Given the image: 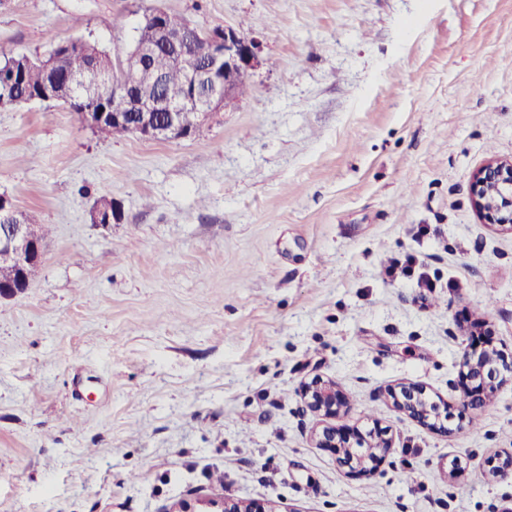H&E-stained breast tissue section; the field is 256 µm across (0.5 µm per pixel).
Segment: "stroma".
Returning <instances> with one entry per match:
<instances>
[{
    "mask_svg": "<svg viewBox=\"0 0 512 512\" xmlns=\"http://www.w3.org/2000/svg\"><path fill=\"white\" fill-rule=\"evenodd\" d=\"M155 7L265 63L187 140L0 106V194L51 228L0 299V512H507L512 383L475 416L460 370L480 328L512 356V227L470 191L512 159V0H8L0 53L114 57ZM408 255L432 288L387 277ZM316 376L333 420L301 398ZM409 382L447 428L393 403ZM328 422L379 429L384 461L351 472L316 444ZM207 504L213 508H217L216 510H194L191 508L190 504L186 502L177 503L175 508L170 510V512H271L269 506H260L252 503H242V502H229V501H217V500H208Z\"/></svg>",
    "mask_w": 512,
    "mask_h": 512,
    "instance_id": "obj_1",
    "label": "stroma"
}]
</instances>
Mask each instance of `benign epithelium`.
I'll use <instances>...</instances> for the list:
<instances>
[{"mask_svg": "<svg viewBox=\"0 0 512 512\" xmlns=\"http://www.w3.org/2000/svg\"><path fill=\"white\" fill-rule=\"evenodd\" d=\"M204 39L211 44L209 58L202 65L190 60L188 45ZM163 49L170 59L185 68L187 82L178 93L167 96V122L159 123L151 112L154 102L153 90L162 85L157 75H150L149 60L155 50ZM264 63L259 42L231 27H217L202 31L190 23L179 30L162 29L159 41L151 47L130 46L129 50L112 60L108 73L112 89L119 92L131 87L139 92L130 97L129 113H112V122L124 123L127 132L149 140H183L190 137V126L181 117L183 112H194L198 122L203 123L213 115L227 109L239 98V85L247 81ZM74 87L79 81L75 76L59 77L52 74L51 85L42 96H21L12 103H29L41 100L69 106L72 98L61 97L54 91L58 81ZM472 196L478 213L490 224H512V160H492L473 176ZM16 210L12 200L0 195V265L15 271V281L0 285V298H12L23 293L43 257V242L32 232V225L22 224L9 218ZM512 376V363H504L492 344L472 349L464 362V379L467 387L463 406L478 409L489 401L491 394ZM308 408L316 413L331 416L340 403L336 387L324 380L314 378L302 389ZM424 392L417 386H403L391 397L402 409L413 417L426 422L433 410L423 399ZM383 447L374 445L368 452L360 454L348 448L349 456L344 463L360 468L373 461ZM207 504L214 512H271L270 507L252 503L209 500Z\"/></svg>", "mask_w": 512, "mask_h": 512, "instance_id": "7a95c632", "label": "benign epithelium"}]
</instances>
